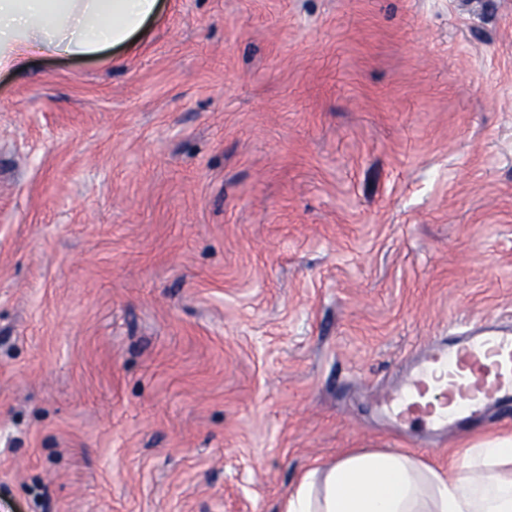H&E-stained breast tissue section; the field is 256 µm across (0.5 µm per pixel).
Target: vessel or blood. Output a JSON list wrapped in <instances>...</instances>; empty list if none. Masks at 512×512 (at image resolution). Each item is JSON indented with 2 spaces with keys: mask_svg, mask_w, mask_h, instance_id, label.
<instances>
[{
  "mask_svg": "<svg viewBox=\"0 0 512 512\" xmlns=\"http://www.w3.org/2000/svg\"><path fill=\"white\" fill-rule=\"evenodd\" d=\"M395 423L432 433L482 421L490 408L512 410V327L487 321L433 342L411 358L404 378L379 401Z\"/></svg>",
  "mask_w": 512,
  "mask_h": 512,
  "instance_id": "obj_1",
  "label": "vessel or blood"
}]
</instances>
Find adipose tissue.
I'll return each mask as SVG.
<instances>
[{
	"mask_svg": "<svg viewBox=\"0 0 512 512\" xmlns=\"http://www.w3.org/2000/svg\"><path fill=\"white\" fill-rule=\"evenodd\" d=\"M160 0H0V73L38 57L96 58L127 44ZM466 473L393 449L350 451L307 469L281 512H512V436L468 448Z\"/></svg>",
	"mask_w": 512,
	"mask_h": 512,
	"instance_id": "adipose-tissue-1",
	"label": "adipose tissue"
}]
</instances>
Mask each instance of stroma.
Returning a JSON list of instances; mask_svg holds the SVG:
<instances>
[{"label": "stroma", "instance_id": "1", "mask_svg": "<svg viewBox=\"0 0 512 512\" xmlns=\"http://www.w3.org/2000/svg\"><path fill=\"white\" fill-rule=\"evenodd\" d=\"M512 320V0H164L0 75V512H279Z\"/></svg>", "mask_w": 512, "mask_h": 512}]
</instances>
